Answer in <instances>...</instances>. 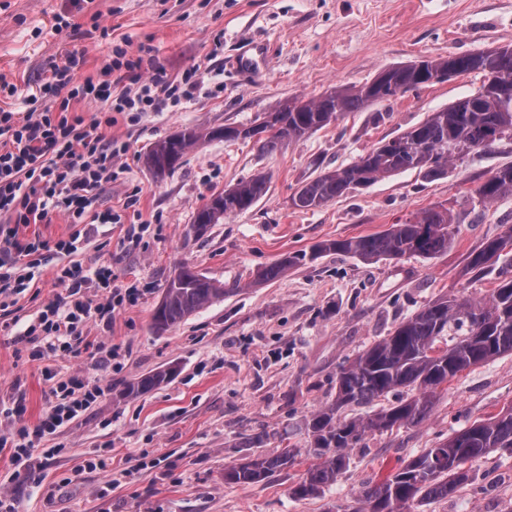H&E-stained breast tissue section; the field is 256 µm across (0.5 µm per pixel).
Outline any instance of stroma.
Wrapping results in <instances>:
<instances>
[{
    "instance_id": "1",
    "label": "stroma",
    "mask_w": 512,
    "mask_h": 512,
    "mask_svg": "<svg viewBox=\"0 0 512 512\" xmlns=\"http://www.w3.org/2000/svg\"><path fill=\"white\" fill-rule=\"evenodd\" d=\"M254 43L270 47L266 62L249 72L233 69L231 60ZM118 45L133 60L139 47L150 48L142 78L160 68L178 80L198 65L205 84L189 102L136 123L118 114L105 130L127 150L98 207L121 211L122 221L99 225L78 259L111 263L114 287L137 288V301L111 323H91L81 355L32 359L15 338L59 293L51 262L20 299L18 324L0 330V405L21 401L23 424L37 425L52 404L45 368L104 391L34 450L40 466L0 449V494L18 512H337L401 461L512 405V354H504L453 380L422 425L368 435L364 447L350 450L335 485L317 497L288 494L308 466L304 459L258 485L224 481L225 466L246 453L247 434L292 430L334 395L337 369L358 351L439 297H488L499 271L512 272V251L484 276L467 266L484 239L512 224V195L485 206L474 197L479 184L512 164L510 143L471 152L436 180L409 171L315 209L290 201L319 167L348 165L382 138L475 93L480 74L380 103L387 119L378 125L367 108L276 151L251 140L208 141L161 180L142 161L152 143L181 130L248 125L286 101L361 84L401 63L512 47V0H0V107L26 111V97L71 51L83 56L80 79H101ZM259 172L269 177L268 191L254 207L203 238L190 233L198 206ZM434 205L461 218L448 252L434 260L364 263L326 254L276 281L255 280L258 268L286 253L379 232ZM183 264L229 291L156 333L151 312ZM108 349L118 353L117 368L96 358ZM168 365L176 368L171 379L122 397L128 384ZM46 448L55 451L48 460ZM95 454L110 458L111 467L89 468ZM469 475L452 497L418 512H512V452L493 450Z\"/></svg>"
}]
</instances>
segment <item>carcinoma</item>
<instances>
[{"mask_svg":"<svg viewBox=\"0 0 512 512\" xmlns=\"http://www.w3.org/2000/svg\"><path fill=\"white\" fill-rule=\"evenodd\" d=\"M477 72L482 74L480 95L463 97L431 113L421 123L390 139H382L352 163L324 168L291 196L292 206L318 208L358 188L405 171L416 170L433 180L448 174V167L466 154L512 143V47L436 56L392 67L361 85H339L307 100L294 99L270 112L265 121L227 127L226 141L254 139L273 151L327 127L349 112H361L373 103L428 85L426 77ZM219 138L217 130L189 129L175 140H158L144 155L145 165L158 179L171 174L184 155L205 140ZM268 178L257 173L212 195L193 214L191 230L198 238L224 218L251 209L266 193ZM480 202L489 204L512 195V165L496 170L477 186ZM460 218L441 205L420 211L400 224L369 236L321 242L310 254L293 253L260 268L256 279L271 282L289 270L324 253L350 255L365 262L404 257L436 258L454 239ZM512 247V225L488 238L471 253L470 271L485 273L491 262ZM229 289L189 266L170 278L154 307L152 326L163 333L199 310L224 298ZM453 330L458 340L441 345ZM512 353V276L499 278L489 300L458 295L439 298L402 320L390 333L359 353L336 372L335 395L318 410L302 417L303 445L288 444L275 454L245 455L224 467V482L251 486L273 473L293 466L304 456L312 465L289 488L296 500L320 495L346 469L348 451L369 434L420 425L434 400L450 380L469 368ZM175 373L167 367L130 384L124 396L138 395L160 385ZM393 392L408 397L390 403L365 418H349L344 411L369 405ZM512 449V407L487 420H476L452 437L438 441L402 463L373 486L365 487L352 512H409L421 502L443 500L468 480L466 466L485 458L493 449Z\"/></svg>","mask_w":512,"mask_h":512,"instance_id":"1","label":"carcinoma"}]
</instances>
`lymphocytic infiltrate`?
Listing matches in <instances>:
<instances>
[{
  "mask_svg": "<svg viewBox=\"0 0 512 512\" xmlns=\"http://www.w3.org/2000/svg\"><path fill=\"white\" fill-rule=\"evenodd\" d=\"M103 71L101 81L76 85L78 61L68 57L55 67L42 86L44 94L59 98L56 111H0V312H8L20 295L35 284L40 267L51 258L66 257L58 266L55 284L62 293L43 306L38 321L21 336L32 347L34 358L63 349L79 353L90 322L111 320L125 304L137 298L136 288L112 287V268L86 265L76 253L90 243L98 225L118 224L122 216L112 209L97 210L101 189L114 176V162L125 153V145L107 138L102 129L111 125L109 116L84 119L72 114L70 102L84 98L109 101L114 111L138 121L142 114L160 112L168 104L190 100L203 77L200 69L187 72L181 83L170 81L163 70L148 79L136 74V64L127 60L122 47ZM65 215L73 231L68 238L48 243L34 238L23 241L18 228L23 224L50 222ZM97 281L102 287L98 301H86L79 293L83 284ZM56 403L34 427L21 425V405L0 409V447L13 451L16 460L29 459L35 447L58 430L71 426L102 397L100 387H88L73 376L53 390Z\"/></svg>",
  "mask_w": 512,
  "mask_h": 512,
  "instance_id": "f902f5d3",
  "label": "lymphocytic infiltrate"
}]
</instances>
